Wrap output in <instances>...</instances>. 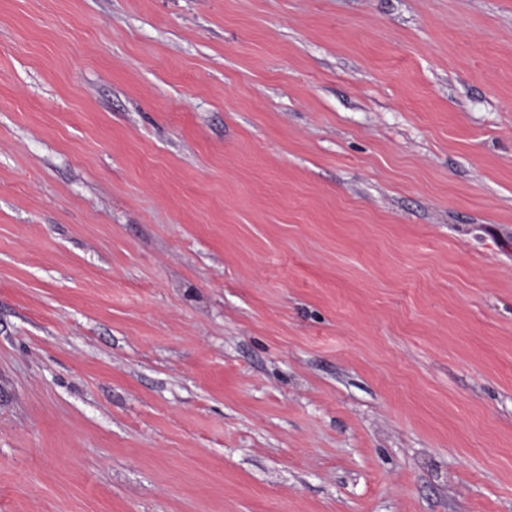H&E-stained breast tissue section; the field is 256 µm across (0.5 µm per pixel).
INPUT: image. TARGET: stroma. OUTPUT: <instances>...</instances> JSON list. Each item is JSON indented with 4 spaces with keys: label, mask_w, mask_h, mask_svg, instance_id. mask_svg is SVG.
Here are the masks:
<instances>
[{
    "label": "stroma",
    "mask_w": 512,
    "mask_h": 512,
    "mask_svg": "<svg viewBox=\"0 0 512 512\" xmlns=\"http://www.w3.org/2000/svg\"><path fill=\"white\" fill-rule=\"evenodd\" d=\"M0 512H512V0H0Z\"/></svg>",
    "instance_id": "1"
}]
</instances>
